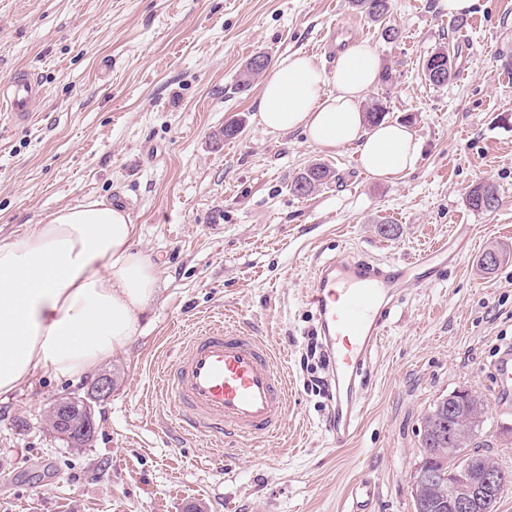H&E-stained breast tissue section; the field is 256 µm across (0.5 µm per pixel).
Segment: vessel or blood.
I'll list each match as a JSON object with an SVG mask.
<instances>
[{"label":"vessel or blood","mask_w":512,"mask_h":512,"mask_svg":"<svg viewBox=\"0 0 512 512\" xmlns=\"http://www.w3.org/2000/svg\"><path fill=\"white\" fill-rule=\"evenodd\" d=\"M43 95L33 74L18 70L0 79V109L16 122L29 121ZM412 264L380 263L348 254L324 261L307 294L336 377L331 443L344 447L355 437L363 408L364 379L384 337L391 311L409 281ZM495 399L512 404V346L500 348L494 364ZM161 392L189 434L222 439L225 430L258 443L277 432L288 411V387L272 349L248 331L211 326L181 345Z\"/></svg>","instance_id":"b4317fda"}]
</instances>
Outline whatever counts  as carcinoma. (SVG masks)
<instances>
[{"label":"carcinoma","instance_id":"cac0c4a2","mask_svg":"<svg viewBox=\"0 0 512 512\" xmlns=\"http://www.w3.org/2000/svg\"><path fill=\"white\" fill-rule=\"evenodd\" d=\"M353 6L365 13L372 21L379 22L386 18L390 11V0H351ZM335 174L329 166L317 163L306 169L293 180L291 188L298 196H308L320 186L329 182ZM467 206L481 213H491L500 204V197L494 185L479 182L470 187L465 195ZM448 419V399L437 401L427 411L423 418V433L421 438L422 462L418 470L429 469L433 473V481L427 484H416L411 490L413 501L428 500L435 505L430 512H449L448 502L454 496L453 483L448 481V448H458L469 451L474 466H481L484 454L472 448L483 420L479 419L472 426L462 431L458 441L450 444L448 437L437 432L438 424Z\"/></svg>","mask_w":512,"mask_h":512}]
</instances>
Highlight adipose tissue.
I'll list each match as a JSON object with an SVG mask.
<instances>
[{
  "mask_svg": "<svg viewBox=\"0 0 512 512\" xmlns=\"http://www.w3.org/2000/svg\"><path fill=\"white\" fill-rule=\"evenodd\" d=\"M380 72L364 42L341 53L330 78L312 57L288 55L261 86L258 121L274 132H303L321 150L353 146L370 176L398 179L414 168L423 144L408 125L367 122L361 102ZM134 238L121 205L94 201L51 211L0 245V396L48 368L81 379L125 350L158 284Z\"/></svg>",
  "mask_w": 512,
  "mask_h": 512,
  "instance_id": "1",
  "label": "adipose tissue"
}]
</instances>
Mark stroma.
<instances>
[{
	"label": "stroma",
	"instance_id": "35a3bbf8",
	"mask_svg": "<svg viewBox=\"0 0 512 512\" xmlns=\"http://www.w3.org/2000/svg\"><path fill=\"white\" fill-rule=\"evenodd\" d=\"M396 27L388 41L382 24ZM385 23L351 0H0V79L24 69L43 97L33 121L0 115V244L91 198L122 203L159 292L96 405L90 447L46 427L51 403L93 382L40 371L0 398V512H348V488L375 487L370 512H414L419 428L439 398L468 389L488 405L477 442L512 470V411L493 403L491 365L512 343V0H391ZM366 41L392 78L365 95L424 142L414 171L383 182L354 147L322 151L257 122L261 86L237 91L246 61L299 52L325 74ZM453 61L442 86L422 62ZM240 134L215 140L228 122ZM321 162L334 179L306 197L292 181ZM492 183L477 213L465 194ZM391 225L381 233L380 225ZM458 260L443 281L407 286L366 375L354 442L333 447L328 401L307 388L317 327L304 295L316 264L345 251L407 262L437 244ZM505 257L478 266L489 247ZM232 323L267 342L287 379L288 416L262 445L187 434L159 389L181 341ZM465 202L473 211L491 213L499 207L500 197L494 185L488 182H479L472 185L467 191Z\"/></svg>",
	"mask_w": 512,
	"mask_h": 512
}]
</instances>
